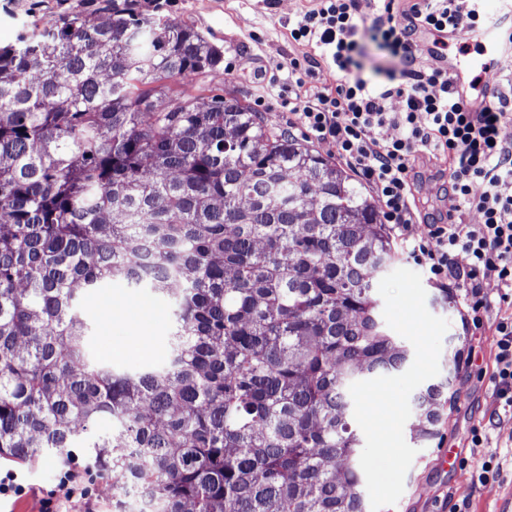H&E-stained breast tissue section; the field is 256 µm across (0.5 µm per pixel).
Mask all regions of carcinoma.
I'll return each instance as SVG.
<instances>
[{
    "instance_id": "cac0c4a2",
    "label": "carcinoma",
    "mask_w": 512,
    "mask_h": 512,
    "mask_svg": "<svg viewBox=\"0 0 512 512\" xmlns=\"http://www.w3.org/2000/svg\"><path fill=\"white\" fill-rule=\"evenodd\" d=\"M104 2L0 46V458L91 435L114 512H366L348 387L409 356L371 277L388 226L234 92L172 90L223 60L199 31ZM114 281L174 301L164 364L88 358L78 296Z\"/></svg>"
}]
</instances>
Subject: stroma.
I'll return each instance as SVG.
<instances>
[{"label":"stroma","mask_w":512,"mask_h":512,"mask_svg":"<svg viewBox=\"0 0 512 512\" xmlns=\"http://www.w3.org/2000/svg\"><path fill=\"white\" fill-rule=\"evenodd\" d=\"M137 4L146 15L193 25L223 51L219 70L185 81L184 91L205 100L235 90L273 131H290L323 157L334 158L331 144L288 127L282 118L288 89L280 81L278 67L304 52L289 31L310 8V0H137ZM96 7L95 0H0V45L76 10L97 21ZM374 17V11H367L357 34L362 47L360 73L370 83L381 84L387 71L399 69L400 64L375 37ZM412 168L414 200L423 217L422 223L409 229L415 237L424 232L426 223L446 219L448 166L419 156ZM395 265L420 274L429 312L450 323L442 340L439 375L452 377L456 397L442 413L438 436L418 445L405 475L404 492L391 512H512V414L499 409L492 396L497 342L492 321L487 318L475 325L473 311L461 298L455 308L443 307L437 300L439 284L406 252H398ZM80 314L88 326V352L115 369L136 371L162 364L170 355V304L150 289L106 284L83 295ZM475 426L488 433L490 448L470 447L467 436ZM440 448L457 449L458 466L440 468L436 454ZM487 459L493 470L484 477L480 466ZM68 468L82 472L97 512H112V479L100 475L81 448L64 460L17 463L1 458L0 470L12 472L26 492L1 498L0 512H44L60 471Z\"/></svg>","instance_id":"stroma-1"}]
</instances>
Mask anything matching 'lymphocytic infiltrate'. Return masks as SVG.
<instances>
[{"instance_id":"obj_1","label":"lymphocytic infiltrate","mask_w":512,"mask_h":512,"mask_svg":"<svg viewBox=\"0 0 512 512\" xmlns=\"http://www.w3.org/2000/svg\"><path fill=\"white\" fill-rule=\"evenodd\" d=\"M383 9L373 29L402 63V82L374 86L358 72L361 0H315L290 36L320 54L289 60L286 120L332 144L338 158L368 181L386 223L433 278L462 291L473 312H491L498 303H512V139L501 134L512 121V84L502 86L490 106L466 109L446 69L417 66L409 32L395 23L391 0ZM407 13L420 26L446 33L462 25L479 32L490 23L483 0H412ZM324 61L341 80L331 88L309 86ZM420 154L448 162V221L427 225L413 239L408 230L419 211L411 199V169ZM473 211L480 223H468ZM460 254L465 264L457 263ZM490 276L500 289L495 300L484 290ZM494 331L493 397L512 413V314L499 317Z\"/></svg>"}]
</instances>
